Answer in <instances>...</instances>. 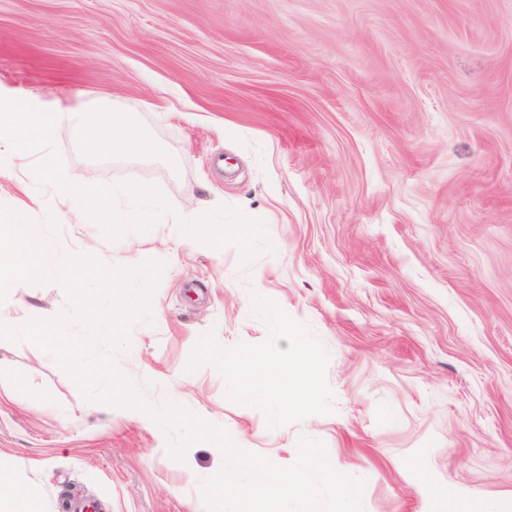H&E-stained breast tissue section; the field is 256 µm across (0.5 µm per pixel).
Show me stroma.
Returning a JSON list of instances; mask_svg holds the SVG:
<instances>
[{
  "label": "stroma",
  "mask_w": 512,
  "mask_h": 512,
  "mask_svg": "<svg viewBox=\"0 0 512 512\" xmlns=\"http://www.w3.org/2000/svg\"><path fill=\"white\" fill-rule=\"evenodd\" d=\"M0 97L74 111L54 134L66 172L158 186L175 209L110 240L37 181L41 151L0 144V205L52 242L50 265L168 257L116 353L148 402L280 466L324 442L365 479L364 512H512V0H0ZM107 111L165 154L92 149ZM220 206L263 221L268 250L178 244L176 216ZM256 294L328 349L333 413L272 430L213 366L185 374L206 333L268 338ZM20 301L71 310L57 282L18 283L0 322ZM0 462L41 512H200L224 457L202 441L173 460L153 419L0 340Z\"/></svg>",
  "instance_id": "35a3bbf8"
}]
</instances>
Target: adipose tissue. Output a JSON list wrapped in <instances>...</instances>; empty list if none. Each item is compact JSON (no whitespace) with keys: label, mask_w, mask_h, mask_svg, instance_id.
<instances>
[{"label":"adipose tissue","mask_w":512,"mask_h":512,"mask_svg":"<svg viewBox=\"0 0 512 512\" xmlns=\"http://www.w3.org/2000/svg\"><path fill=\"white\" fill-rule=\"evenodd\" d=\"M94 149L118 154L130 149L147 156L164 154V144L140 126L134 115L118 113L99 125L92 139ZM0 512H39L30 487L16 472L0 466Z\"/></svg>","instance_id":"adipose-tissue-1"}]
</instances>
